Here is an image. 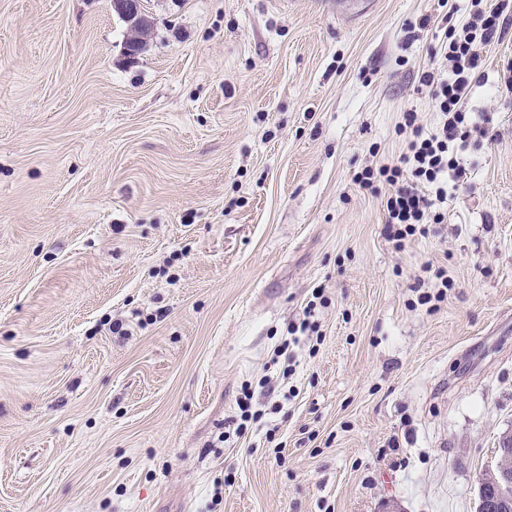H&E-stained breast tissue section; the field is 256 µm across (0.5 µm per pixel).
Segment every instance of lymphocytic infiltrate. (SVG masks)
<instances>
[{
  "mask_svg": "<svg viewBox=\"0 0 512 512\" xmlns=\"http://www.w3.org/2000/svg\"><path fill=\"white\" fill-rule=\"evenodd\" d=\"M511 15L512 0H471L468 21L457 24L452 14L443 16L445 38L438 52L450 64L448 75L439 77L429 67L419 78L442 116L440 125L425 132L416 112H404L398 127L404 148L397 161L355 175L360 191L383 197L386 234L395 244H402L421 226L445 222L442 205L448 197V178L466 174L453 150L473 122L464 101L482 77L483 48L500 40Z\"/></svg>",
  "mask_w": 512,
  "mask_h": 512,
  "instance_id": "lymphocytic-infiltrate-1",
  "label": "lymphocytic infiltrate"
}]
</instances>
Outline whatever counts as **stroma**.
Masks as SVG:
<instances>
[{"instance_id": "35a3bbf8", "label": "stroma", "mask_w": 512, "mask_h": 512, "mask_svg": "<svg viewBox=\"0 0 512 512\" xmlns=\"http://www.w3.org/2000/svg\"><path fill=\"white\" fill-rule=\"evenodd\" d=\"M145 8L131 60L110 0H0V512H476L512 434V23L447 221L398 249L353 176L440 121L439 0Z\"/></svg>"}]
</instances>
